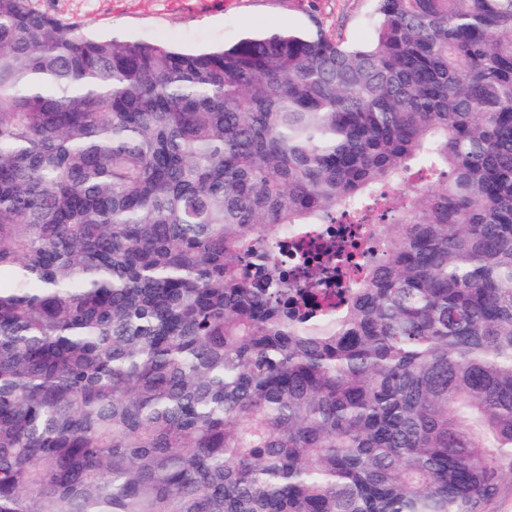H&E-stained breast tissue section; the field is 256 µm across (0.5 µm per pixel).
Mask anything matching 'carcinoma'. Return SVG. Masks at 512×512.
Instances as JSON below:
<instances>
[{"label": "carcinoma", "instance_id": "carcinoma-1", "mask_svg": "<svg viewBox=\"0 0 512 512\" xmlns=\"http://www.w3.org/2000/svg\"><path fill=\"white\" fill-rule=\"evenodd\" d=\"M375 2L361 46L182 50L0 0V512H486L512 0ZM338 215L311 306L274 244Z\"/></svg>", "mask_w": 512, "mask_h": 512}]
</instances>
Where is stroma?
Returning a JSON list of instances; mask_svg holds the SVG:
<instances>
[{
	"label": "stroma",
	"instance_id": "obj_1",
	"mask_svg": "<svg viewBox=\"0 0 512 512\" xmlns=\"http://www.w3.org/2000/svg\"><path fill=\"white\" fill-rule=\"evenodd\" d=\"M39 12L98 34L195 49L236 42L246 31L320 23L347 43L369 39L375 0H33Z\"/></svg>",
	"mask_w": 512,
	"mask_h": 512
}]
</instances>
